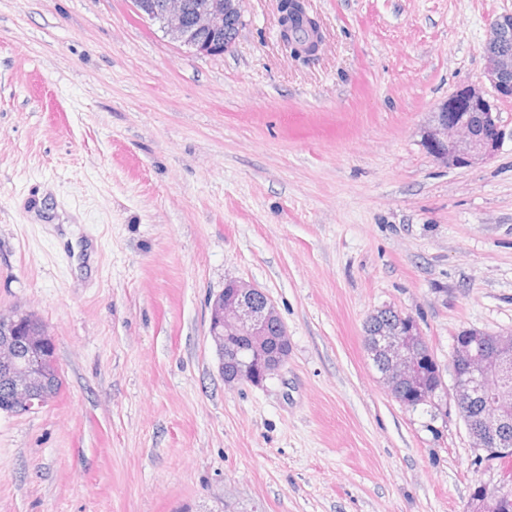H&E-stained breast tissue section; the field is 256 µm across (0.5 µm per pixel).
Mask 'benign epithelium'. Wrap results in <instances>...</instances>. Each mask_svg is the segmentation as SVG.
I'll return each mask as SVG.
<instances>
[{"mask_svg": "<svg viewBox=\"0 0 512 512\" xmlns=\"http://www.w3.org/2000/svg\"><path fill=\"white\" fill-rule=\"evenodd\" d=\"M244 0H135L137 10L159 17L165 33L192 52L206 57L221 56L235 43L224 38L226 27L242 22ZM316 34L311 43L301 48L289 43L288 14L279 16L280 39L296 57L306 51L318 54L322 46L321 26L311 19ZM512 99V12L498 15L490 25L485 46V67L477 83L462 85L433 113L431 126L425 132L428 153L446 167L466 168L492 160L504 137L499 114L487 98ZM260 290L241 280L229 281L213 301L209 302L208 336L219 355V370L236 365V374L225 379L228 385L244 382L259 384L277 374L288 356H272L267 352L269 330L281 321L273 301L258 304ZM405 317L381 331V347L387 354V368L382 380L393 395L398 383H419L418 362L422 337L416 326L404 329ZM54 347L46 329L28 322V312H0V373L6 389L0 411L23 414L50 402L49 381L56 366L55 358L45 354ZM453 368V401L456 408L473 407L481 400L492 401V413L465 418L466 427L479 421L482 431L472 437L474 447L483 448L487 457L512 446L508 429L512 421V387L504 378L512 370V332L497 336L488 344L478 338L458 349ZM512 507V474L504 472L493 488L476 487L470 512H505Z\"/></svg>", "mask_w": 512, "mask_h": 512, "instance_id": "7a95c632", "label": "benign epithelium"}]
</instances>
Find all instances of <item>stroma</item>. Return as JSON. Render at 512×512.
Segmentation results:
<instances>
[{"label": "stroma", "mask_w": 512, "mask_h": 512, "mask_svg": "<svg viewBox=\"0 0 512 512\" xmlns=\"http://www.w3.org/2000/svg\"><path fill=\"white\" fill-rule=\"evenodd\" d=\"M306 10L307 64L278 0H244L220 57L132 0H0V310L43 321L62 380L0 412V512H468L498 484L451 395L390 394L363 325L411 317L448 386L457 336L512 331V100L491 161L424 145L512 0ZM230 279L288 331L259 386H225L207 335ZM294 1L299 3L297 10L301 11L303 13V15H305V17L307 19H309L314 24V26L316 28V34H315V37L312 40V42L309 43L307 46L303 47L304 49H307V50L312 51V52L309 55H307L302 50L301 47L291 44V42L289 40L290 32H289L288 13H284V12H279L280 13L279 23H280V39H281V42H282L284 47L286 46L288 49H290L291 53L295 57H299V58L302 57V58H304L306 56H312V55L316 56L318 54L319 50L321 49V46H322L321 26H320L319 22L315 18H312V17H310L307 14V11H306V8H305V4H304L305 0H294Z\"/></svg>", "instance_id": "stroma-1"}]
</instances>
